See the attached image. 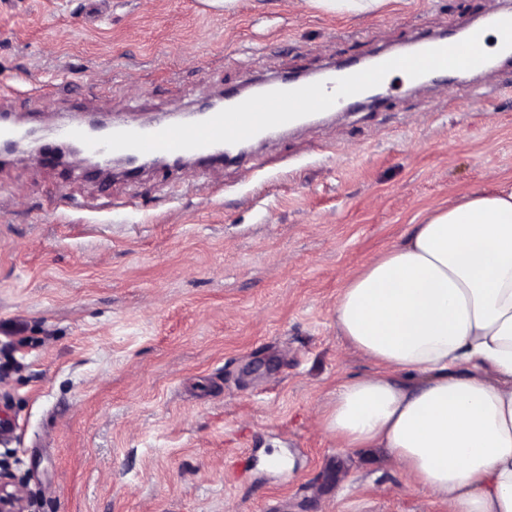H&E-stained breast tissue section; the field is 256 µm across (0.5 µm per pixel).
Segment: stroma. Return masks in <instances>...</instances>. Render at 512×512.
Wrapping results in <instances>:
<instances>
[{"label":"stroma","mask_w":512,"mask_h":512,"mask_svg":"<svg viewBox=\"0 0 512 512\" xmlns=\"http://www.w3.org/2000/svg\"><path fill=\"white\" fill-rule=\"evenodd\" d=\"M512 0H0V113L143 121L248 79L456 32ZM48 92L38 107L29 94ZM482 99L475 107L474 99ZM106 186L0 159V466L28 512H441L316 423L367 363L343 280L463 196L512 186V62L340 110L246 154ZM114 206L91 210L101 190ZM290 455L292 469L268 461ZM307 5L327 13H348L378 7L381 0H306Z\"/></svg>","instance_id":"1"}]
</instances>
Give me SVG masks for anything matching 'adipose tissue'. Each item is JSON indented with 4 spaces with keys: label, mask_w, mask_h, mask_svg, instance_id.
I'll return each instance as SVG.
<instances>
[{
    "label": "adipose tissue",
    "mask_w": 512,
    "mask_h": 512,
    "mask_svg": "<svg viewBox=\"0 0 512 512\" xmlns=\"http://www.w3.org/2000/svg\"><path fill=\"white\" fill-rule=\"evenodd\" d=\"M334 317L374 366L320 417L337 445L384 451L445 512H512V189L413 225L345 281Z\"/></svg>",
    "instance_id": "ef3b65f1"
}]
</instances>
